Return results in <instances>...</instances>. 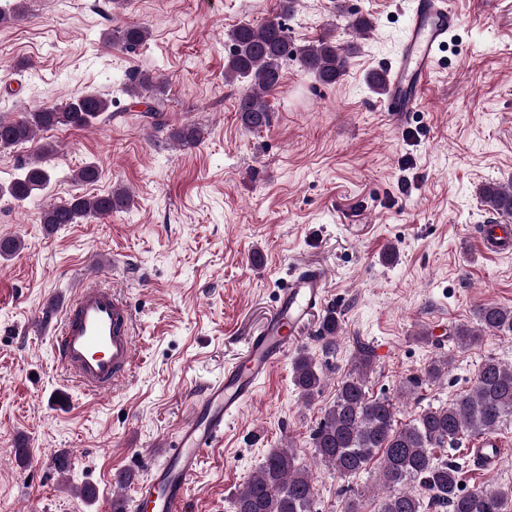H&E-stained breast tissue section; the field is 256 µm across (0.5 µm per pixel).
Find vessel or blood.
<instances>
[{
    "instance_id": "b4317fda",
    "label": "vessel or blood",
    "mask_w": 512,
    "mask_h": 512,
    "mask_svg": "<svg viewBox=\"0 0 512 512\" xmlns=\"http://www.w3.org/2000/svg\"><path fill=\"white\" fill-rule=\"evenodd\" d=\"M458 23L448 0H417L399 57L381 68L383 111H418L420 93ZM479 245L489 256L511 255L512 224L484 225ZM325 300V272L298 270L282 290L275 314L249 337L243 357L225 367L223 379L194 396L188 416L163 444L161 463L137 484L130 512H192L189 487L205 453L222 441L225 422L253 399L258 384L297 344L301 327ZM136 327L133 309L120 293L98 284L79 286L53 332L54 356L87 394H107L131 375ZM505 453V442L495 435L480 437L471 450L475 468L484 473L495 472Z\"/></svg>"
}]
</instances>
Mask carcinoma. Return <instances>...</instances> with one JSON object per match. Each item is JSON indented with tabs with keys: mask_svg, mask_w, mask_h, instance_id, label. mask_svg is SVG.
<instances>
[{
	"mask_svg": "<svg viewBox=\"0 0 512 512\" xmlns=\"http://www.w3.org/2000/svg\"><path fill=\"white\" fill-rule=\"evenodd\" d=\"M296 0H279V13L254 25L244 22L226 33L231 47L224 66V79L250 81L249 90L238 98L241 124L250 130L269 125L270 108L266 97L282 84V65L296 60L301 68L324 85H334L350 64L353 46H342L327 34L302 48L295 45L284 18L294 12ZM117 44L126 51L145 45L149 28L142 23H128L117 30ZM162 79L141 72L132 75L126 93L132 100L146 104L143 116L151 119L156 131L182 147L199 144L205 131L195 124L169 126L163 119L166 102L162 97ZM112 107V100L97 93H85L63 105H46L22 113L13 120L0 118V147L11 148L32 141L40 132L57 128L87 130ZM54 152L44 145L40 157L22 168L21 174L0 195L24 201L45 191L51 172L43 164ZM101 171L87 163L73 174L78 184H94ZM480 198L488 210L500 216H512V185L487 183L480 188ZM130 205L126 190L116 187L105 195H74L64 203L49 204L41 212V223L53 230L60 224H82L122 212ZM475 326L454 329L453 340L461 348L480 344L487 334L512 335V308L494 303L483 304L476 311ZM340 321L328 313L322 321L323 351L336 349ZM371 350L358 348L348 375L341 381L336 398L324 410L312 430L311 440L318 462L333 468L342 477H352L374 460L381 468L382 496L378 512H420V496L450 512H508L512 504V486L477 489L463 493L459 489L460 467L436 457L437 448H456L465 436L491 435L512 418V366L493 357L478 369L472 389L446 406H429L406 424L398 423V409L393 397L371 396L367 375L372 367ZM292 380L304 401L319 393L324 374L316 361L300 353L292 362ZM316 492L308 469L296 464L286 448H272L245 484L234 494L232 512H316Z\"/></svg>",
	"mask_w": 512,
	"mask_h": 512,
	"instance_id": "obj_1",
	"label": "carcinoma"
}]
</instances>
